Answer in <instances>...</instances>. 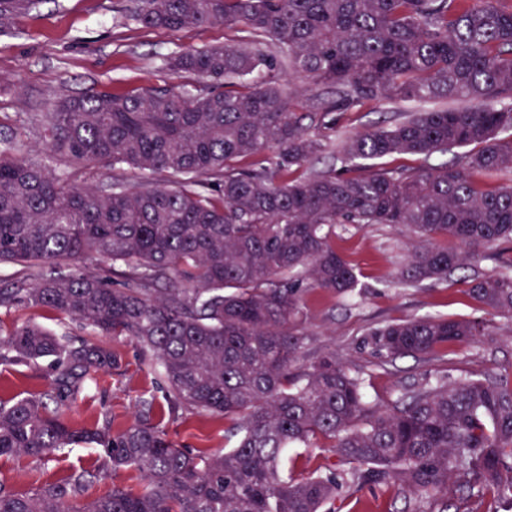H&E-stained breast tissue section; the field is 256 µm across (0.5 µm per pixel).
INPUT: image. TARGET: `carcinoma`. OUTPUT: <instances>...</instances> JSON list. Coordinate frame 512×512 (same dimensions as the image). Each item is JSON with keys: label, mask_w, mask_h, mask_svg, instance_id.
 Masks as SVG:
<instances>
[{"label": "carcinoma", "mask_w": 512, "mask_h": 512, "mask_svg": "<svg viewBox=\"0 0 512 512\" xmlns=\"http://www.w3.org/2000/svg\"><path fill=\"white\" fill-rule=\"evenodd\" d=\"M36 0H0V26ZM145 28L213 25L234 46L189 47L166 63L203 87L90 92L47 114L45 149L69 166L127 165L138 180L72 183L39 161L0 151V263L36 272L0 288V309H50L95 332L131 336L158 365L171 409L226 422L217 451L177 447L159 427L103 418L73 428L66 401L116 364L35 321L0 335V366L50 358L47 390L0 397V459L37 461L96 448L138 491L87 498L88 472L16 491L0 512H336L352 483L396 489L448 512L461 490L512 512V381L469 375L419 384L373 404L365 379L336 355L307 358L305 295L356 290L336 225H401L417 238L398 264L403 285L440 281L472 252L512 243V3L508 0H134ZM279 49L282 60L267 52ZM329 97L303 102L282 67ZM386 100H451L342 141L339 167L309 163L346 112ZM464 149L444 165L432 156ZM413 156L420 167H387ZM112 262L118 285L83 265ZM68 260L72 272L46 267ZM488 313L512 321V257L465 279ZM485 329L481 320L410 317L367 328L380 360H427ZM292 448H330L349 469L294 474Z\"/></svg>", "instance_id": "carcinoma-1"}]
</instances>
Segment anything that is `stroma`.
I'll return each mask as SVG.
<instances>
[{"label":"stroma","mask_w":512,"mask_h":512,"mask_svg":"<svg viewBox=\"0 0 512 512\" xmlns=\"http://www.w3.org/2000/svg\"><path fill=\"white\" fill-rule=\"evenodd\" d=\"M128 0H39L35 9L14 19L0 31V143L12 141L30 156L42 153L44 132L40 120L55 111L61 92L82 95L91 91L127 92L143 86L194 85V76L168 72L167 58L188 47L235 44L242 36L216 25L193 31L148 29L133 20ZM408 103L376 101L347 113L343 135L378 123L398 119L411 111ZM336 244L358 273V292L351 297L322 290L306 295L307 355L335 353L367 377L370 399L395 401L405 389L425 380L432 382L470 374L512 373V326L495 319L489 335L455 348L452 354L422 361L411 356L396 359L387 371L376 370L377 359L358 349L364 330L413 316L442 315L484 317L485 312L468 295L462 275L497 272L492 250H480L467 272H453L438 282L416 287L392 282V273L413 244L401 226L352 224L336 227ZM36 320L53 331L106 346L118 363L95 375L88 388L70 399L64 418L75 428L109 418L121 429L141 415L164 430L177 446L192 450L224 447V422L183 409L171 412L168 389L160 369L148 362L140 344L128 336H104L77 324L59 320L48 309L0 312V329L10 330ZM50 359L10 367L0 366V394L24 397L44 391L50 376ZM92 471L88 493L107 495L113 485L140 489L142 475L134 470L112 471L91 448H77L58 459L0 460V479L24 491L32 482L51 484L73 472ZM342 512H431L420 500L397 497L395 490L351 488Z\"/></svg>","instance_id":"1"}]
</instances>
